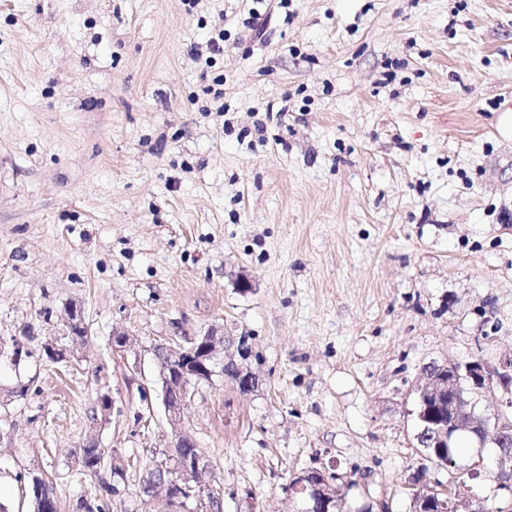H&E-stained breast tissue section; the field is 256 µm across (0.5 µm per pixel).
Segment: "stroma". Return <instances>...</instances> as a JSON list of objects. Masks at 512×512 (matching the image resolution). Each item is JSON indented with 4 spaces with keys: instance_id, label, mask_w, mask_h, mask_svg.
<instances>
[{
    "instance_id": "obj_1",
    "label": "stroma",
    "mask_w": 512,
    "mask_h": 512,
    "mask_svg": "<svg viewBox=\"0 0 512 512\" xmlns=\"http://www.w3.org/2000/svg\"><path fill=\"white\" fill-rule=\"evenodd\" d=\"M258 9L0 0V512L37 479L59 512H168L140 487L173 453L155 351L211 332L256 377L182 415L224 512H306L314 470L346 512L428 481L512 512L492 446L449 476L411 416L426 364L512 353V0Z\"/></svg>"
}]
</instances>
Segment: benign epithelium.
<instances>
[{"instance_id":"obj_1","label":"benign epithelium","mask_w":512,"mask_h":512,"mask_svg":"<svg viewBox=\"0 0 512 512\" xmlns=\"http://www.w3.org/2000/svg\"><path fill=\"white\" fill-rule=\"evenodd\" d=\"M225 337L213 333L201 336L183 349L185 357L181 366L169 363L165 349H160V380L164 404L170 413L173 426L180 425L188 388L193 384L209 382L215 375V367L222 364V373L234 379L243 392L252 390L255 378L234 360L218 361V354ZM421 383L417 385V401L421 410L416 413L418 446L427 457H433L446 468H457L458 464L442 449L450 446L461 432L472 435L479 444L491 441L497 448L498 475L512 477V354L491 364L483 358H475L463 365L448 363L429 365L423 368ZM501 392L499 408L491 415L476 412L475 403L467 396L471 392L481 397L487 392ZM210 469V461L197 453L191 460L177 459L174 470L178 477L164 483L168 489L181 482L193 481ZM301 492H308L311 507L308 512H330L329 505L336 499L334 479L322 475V482L308 488L304 480L294 483ZM198 512H222V495L214 491L208 497L197 499ZM414 512H460L455 495L448 492L441 498L425 503L413 499Z\"/></svg>"}]
</instances>
